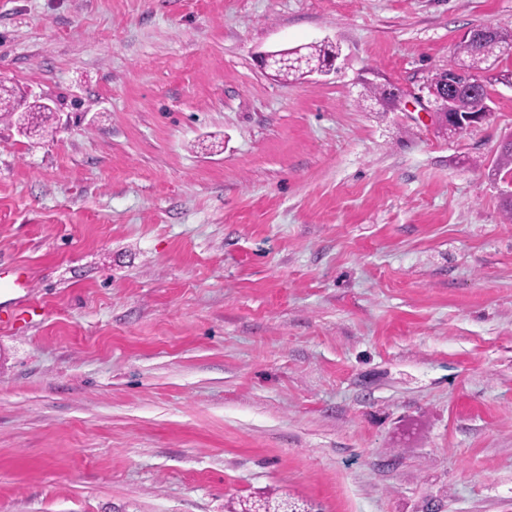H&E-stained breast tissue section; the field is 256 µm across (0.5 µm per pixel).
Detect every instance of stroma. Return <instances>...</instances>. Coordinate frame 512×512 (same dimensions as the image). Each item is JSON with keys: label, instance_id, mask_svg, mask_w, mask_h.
I'll return each instance as SVG.
<instances>
[{"label": "stroma", "instance_id": "1", "mask_svg": "<svg viewBox=\"0 0 512 512\" xmlns=\"http://www.w3.org/2000/svg\"><path fill=\"white\" fill-rule=\"evenodd\" d=\"M512 0H0V512H512ZM336 69L286 81L281 46ZM397 93L364 98V81ZM492 36L491 28H480L473 30L469 38L482 44L491 43L490 39ZM470 39L463 38L456 46L455 55L457 57V63L454 67L448 68V70L456 69L465 76L474 77L481 82V88L483 90V97L477 98L470 94V88L466 84H458L455 95L453 96L449 106L454 112L448 109V117L445 118L439 110L440 100L433 97L431 90L428 91V98L430 97V103L434 104L435 112L433 116L439 129L448 128V132L461 133L468 128L474 127L477 124L483 122L488 115V108L485 107L484 111L473 112L481 106L482 100H484V94L489 99L487 77L486 79L480 78L481 72H488L493 69L498 56L487 52L483 46L475 43ZM455 112H471V113H455ZM292 49V48H291ZM290 48H283L275 51L266 52L262 55V63L265 68H274L277 72L283 68H288V58L290 57ZM305 50V51H304ZM338 54L333 46H304L299 48V52L294 54L295 63L288 70L281 72L286 77H299L311 69L322 64L326 59ZM27 267L23 265L3 266L0 264V296L2 294H16L24 290L22 278L28 274Z\"/></svg>", "mask_w": 512, "mask_h": 512}]
</instances>
